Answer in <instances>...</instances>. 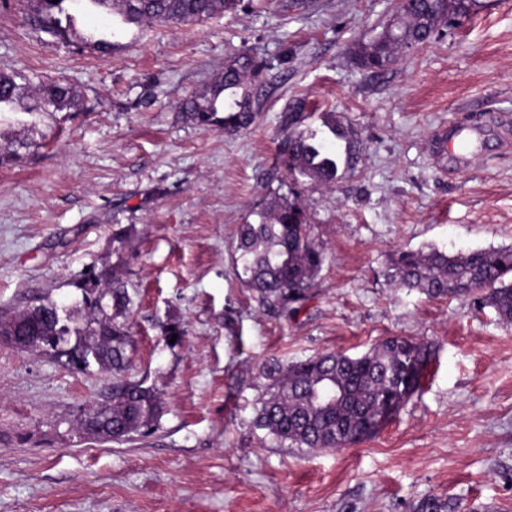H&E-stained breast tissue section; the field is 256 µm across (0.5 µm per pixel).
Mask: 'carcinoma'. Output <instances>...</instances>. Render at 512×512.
Here are the masks:
<instances>
[{"label": "carcinoma", "mask_w": 512, "mask_h": 512, "mask_svg": "<svg viewBox=\"0 0 512 512\" xmlns=\"http://www.w3.org/2000/svg\"><path fill=\"white\" fill-rule=\"evenodd\" d=\"M66 0H35L44 29L57 37L78 36L76 15ZM80 10H103L127 24L194 23L236 5L237 0H74ZM445 16L436 0L399 5L393 21L377 35L358 44V65L385 70L401 47L419 46ZM264 67L243 53L224 75L178 103L186 121L205 130L235 133L251 126L257 112L251 86ZM230 102L224 103V92ZM81 104L61 81L32 88L25 78L0 73V113L78 112ZM302 112L288 113L291 132L278 153L279 168L293 184L333 187L354 169L360 153L352 127L329 112L318 126L306 123ZM32 147L16 140L0 149V166L23 162ZM258 222L238 226L235 268L244 285L270 308L298 312L312 297L322 265L323 249L312 235L307 214L293 190L276 193L256 212ZM391 278L400 288L429 297H454L490 307L498 319L512 325V246L457 251L428 247L398 251L391 261ZM72 286L81 291L75 305L48 297L36 298L9 317L0 318V337L17 349L41 353L73 373L95 367L112 376V396L90 406L75 421L76 431L103 442L123 443L148 437L159 429L160 393L141 382L120 379L134 349L126 321L127 289L117 267L90 269ZM431 344L392 337L359 356L326 353L282 366L265 367L269 380L257 410V424L276 439L298 448L343 449L374 435L396 417L422 389ZM460 504L427 499L419 512H458Z\"/></svg>", "instance_id": "carcinoma-1"}]
</instances>
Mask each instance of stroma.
Segmentation results:
<instances>
[{
  "label": "stroma",
  "mask_w": 512,
  "mask_h": 512,
  "mask_svg": "<svg viewBox=\"0 0 512 512\" xmlns=\"http://www.w3.org/2000/svg\"><path fill=\"white\" fill-rule=\"evenodd\" d=\"M397 0H239L196 24L137 27L106 14L101 52L44 31L29 0H0V73L64 80L79 112L0 116V317L32 299L75 301L69 281L121 264L133 363L159 390L151 437L123 444L70 424L107 400L109 374H74L0 343V512H417L427 498L512 512V326L493 310L432 299L388 277L398 250L512 246V0H480L381 72L355 45ZM262 60L258 117L234 135L185 121L178 102L242 51ZM340 115L362 144L330 189L295 190L324 261L313 296L288 316L235 275L237 228L271 192L288 113ZM480 115L487 150L449 171L438 131ZM130 243L117 249L114 232ZM186 331L169 346L162 324ZM391 336L431 343L423 390L373 438L341 450L279 442L256 424L265 364L357 354Z\"/></svg>",
  "instance_id": "1"
}]
</instances>
